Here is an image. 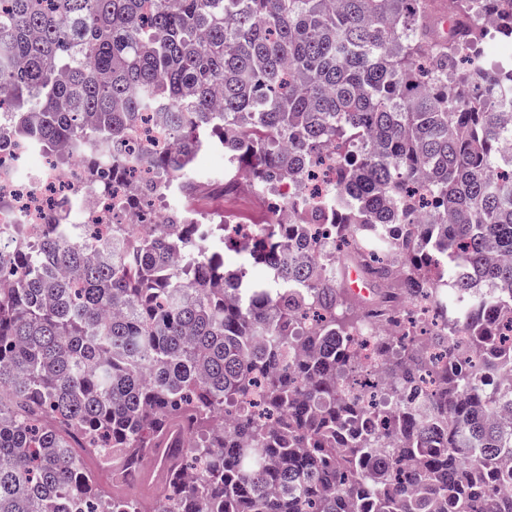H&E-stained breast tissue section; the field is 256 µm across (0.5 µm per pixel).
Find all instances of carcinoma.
<instances>
[{"mask_svg": "<svg viewBox=\"0 0 512 512\" xmlns=\"http://www.w3.org/2000/svg\"><path fill=\"white\" fill-rule=\"evenodd\" d=\"M495 23L492 32L477 21ZM503 53L460 70L484 41ZM512 0H0V139L129 172L124 145L165 116L117 207L168 192L151 234L57 215L0 239V512H512ZM264 192L336 156V186L262 250L188 224L201 153ZM330 226L378 302L294 260ZM243 258L225 266L224 249ZM409 319L361 361L355 332ZM462 331L463 345L450 339ZM398 379L400 402H367ZM251 412L233 411L253 394ZM146 463L159 506L98 486ZM170 140L166 125L157 121L140 124L127 144L128 154H139L146 150L165 151Z\"/></svg>", "mask_w": 512, "mask_h": 512, "instance_id": "cac0c4a2", "label": "carcinoma"}]
</instances>
